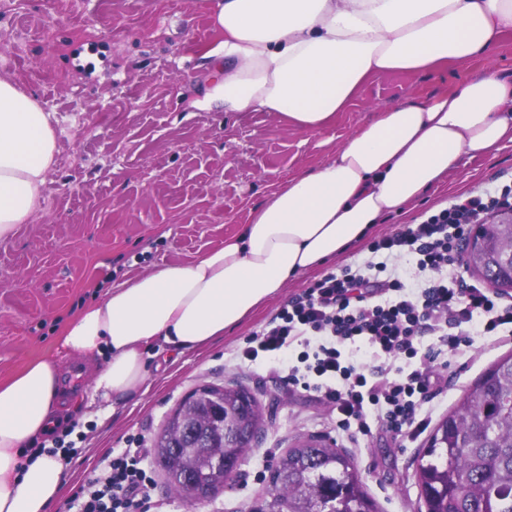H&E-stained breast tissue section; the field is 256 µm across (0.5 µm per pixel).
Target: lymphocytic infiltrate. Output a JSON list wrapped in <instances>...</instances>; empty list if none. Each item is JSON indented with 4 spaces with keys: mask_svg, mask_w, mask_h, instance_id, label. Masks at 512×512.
<instances>
[{
    "mask_svg": "<svg viewBox=\"0 0 512 512\" xmlns=\"http://www.w3.org/2000/svg\"><path fill=\"white\" fill-rule=\"evenodd\" d=\"M512 210V181L423 213L420 222L373 241L362 264L341 267L288 301L247 340L241 363L294 354L278 366L285 387L333 406L338 434L380 428L393 438L420 435L446 384L435 363L476 342L512 340V303L457 275L475 224ZM412 262L406 281L397 262ZM432 344H425V337ZM155 478L142 438L106 453L99 473L68 502L70 512H158Z\"/></svg>",
    "mask_w": 512,
    "mask_h": 512,
    "instance_id": "f902f5d3",
    "label": "lymphocytic infiltrate"
}]
</instances>
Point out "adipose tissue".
Returning <instances> with one entry per match:
<instances>
[{
  "label": "adipose tissue",
  "mask_w": 512,
  "mask_h": 512,
  "mask_svg": "<svg viewBox=\"0 0 512 512\" xmlns=\"http://www.w3.org/2000/svg\"><path fill=\"white\" fill-rule=\"evenodd\" d=\"M217 75L196 109L278 112L315 133L365 81L465 61L512 30V0H217ZM512 142V79L474 75L455 89L379 112L330 159L255 206L240 233L186 265L138 275L83 307L59 352L0 381V512H51L67 462L29 448L63 422L60 357L89 363L105 411L138 404L152 345L186 353L223 339L290 277L336 256L385 215L435 186L463 157ZM51 113L0 78V237L40 211L54 165Z\"/></svg>",
  "instance_id": "1"
}]
</instances>
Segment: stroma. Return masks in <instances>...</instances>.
<instances>
[{
  "instance_id": "1",
  "label": "stroma",
  "mask_w": 512,
  "mask_h": 512,
  "mask_svg": "<svg viewBox=\"0 0 512 512\" xmlns=\"http://www.w3.org/2000/svg\"><path fill=\"white\" fill-rule=\"evenodd\" d=\"M214 0H12L0 10V77L36 96L54 115L56 164L43 210L0 238V380L54 351L61 328L85 305L139 273L186 265L222 246L251 210L293 176L323 164L378 112L456 88L473 75L512 74V30L479 56L436 73L389 71L369 78L350 107L318 133L276 112L189 109L208 81L201 56L214 40ZM512 177V143L459 159L443 182L401 213L384 216L358 242L316 270L290 279L275 297L223 340L167 360H147V388L137 406L97 414L90 374L80 358L63 360L79 386L64 400L91 412L70 439V462L54 512L84 484L108 451L134 436L152 441L169 412L202 384L243 386L258 398L268 426L236 480L217 496L187 503L165 476L154 497L161 512H271L268 476L300 439L348 453L380 512H426L415 477L427 435L401 442L378 430L353 442L336 432L322 399L282 386L272 363L243 368L238 355L289 297L323 273L368 257L379 237L414 223L430 208ZM512 343L475 346L448 360V390L430 422L438 424Z\"/></svg>"
}]
</instances>
